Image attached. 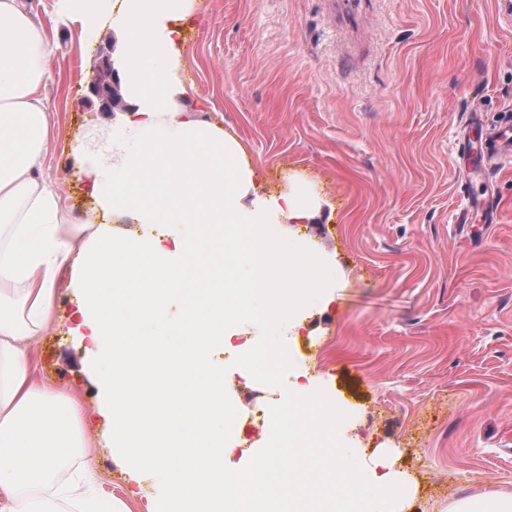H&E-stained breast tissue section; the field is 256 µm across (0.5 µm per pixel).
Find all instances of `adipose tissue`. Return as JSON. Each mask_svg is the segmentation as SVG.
Returning <instances> with one entry per match:
<instances>
[{
  "label": "adipose tissue",
  "mask_w": 512,
  "mask_h": 512,
  "mask_svg": "<svg viewBox=\"0 0 512 512\" xmlns=\"http://www.w3.org/2000/svg\"><path fill=\"white\" fill-rule=\"evenodd\" d=\"M199 0H56L58 17L96 37L109 25L118 50L114 79L125 103L107 126L92 127L71 145L89 186L94 215L81 224L59 212L41 189L50 138L40 89L52 48L22 0H0V512H126L114 498L61 486L59 473L87 456L81 404L32 378L28 344L55 319L56 282L68 276L87 328L97 408L108 421L105 440L136 483L155 493L147 512H271L264 488L276 475L271 448H247L235 413L202 415L196 432L175 435L141 428L128 412L125 367L116 353L121 329L101 287L110 261L121 254L150 261L172 280L200 248V225L221 224L230 247L245 251L236 285L252 301L223 324L193 318L190 333L231 338L243 325L258 337L234 359L198 365L213 377L202 394L224 393L228 374L251 383L261 368L288 367L287 337L301 335L315 312L326 311L336 285V262L289 232L314 224L325 200L307 178L266 192L238 136L193 116L183 78V29ZM139 224V236L119 232ZM277 336L269 343L267 335ZM310 413L330 428L344 413L312 382L265 396L268 422L287 427L290 410ZM384 512H404L410 479L393 467L388 449L371 457Z\"/></svg>",
  "instance_id": "ef3b65f1"
}]
</instances>
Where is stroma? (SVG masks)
I'll return each instance as SVG.
<instances>
[{"mask_svg":"<svg viewBox=\"0 0 512 512\" xmlns=\"http://www.w3.org/2000/svg\"><path fill=\"white\" fill-rule=\"evenodd\" d=\"M54 3L24 0L54 49L37 180L85 220L92 200L70 146L111 121L88 84L115 37L105 27L85 39ZM184 60L190 100L237 132L266 187L303 173L334 210L330 223L291 227L339 274L329 310L289 347L293 367L344 409L331 433L358 448L363 479L386 448L415 483L407 512L512 494V164L475 171L472 145L493 147L467 126L477 112L512 136V22L499 0H200ZM470 195L495 198L496 223L478 212L459 223ZM56 288V319L30 344L34 378L83 403L99 487L146 512L151 487L99 439L107 421L77 297L67 278ZM226 389L243 439L261 441L263 391L236 376ZM277 457L290 485L321 482L324 512H367L369 501L339 494L335 472Z\"/></svg>","mask_w":512,"mask_h":512,"instance_id":"35a3bbf8","label":"stroma"}]
</instances>
